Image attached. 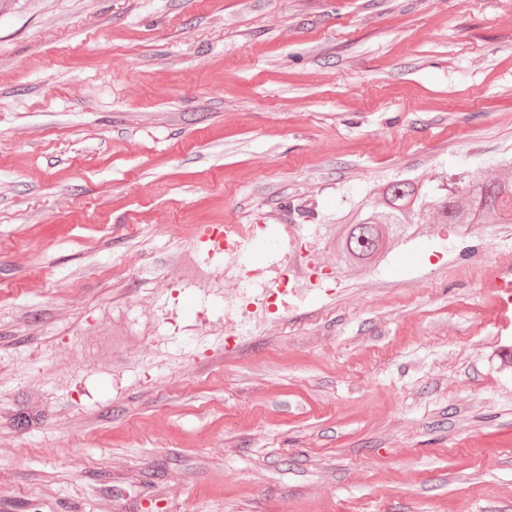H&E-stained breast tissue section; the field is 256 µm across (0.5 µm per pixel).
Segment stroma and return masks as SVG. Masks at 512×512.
Instances as JSON below:
<instances>
[{"mask_svg":"<svg viewBox=\"0 0 512 512\" xmlns=\"http://www.w3.org/2000/svg\"><path fill=\"white\" fill-rule=\"evenodd\" d=\"M510 159L512 0H0V512H512V224L334 245ZM254 227L250 224L247 229L231 225H224L223 228L217 227L212 231V235L215 241V249L212 251L213 254H221L224 252V256L227 254H233L238 251V247L244 241L246 236H254Z\"/></svg>","mask_w":512,"mask_h":512,"instance_id":"stroma-1","label":"stroma"}]
</instances>
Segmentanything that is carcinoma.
Instances as JSON below:
<instances>
[{
  "label": "carcinoma",
  "mask_w": 512,
  "mask_h": 512,
  "mask_svg": "<svg viewBox=\"0 0 512 512\" xmlns=\"http://www.w3.org/2000/svg\"><path fill=\"white\" fill-rule=\"evenodd\" d=\"M421 184L410 179H394L379 190L373 204L362 201L344 224L336 249L347 263L365 265L383 250L384 233L400 237L415 223V207L428 205L436 224L512 223V179L477 177L466 191L448 190L426 200Z\"/></svg>",
  "instance_id": "carcinoma-1"
}]
</instances>
